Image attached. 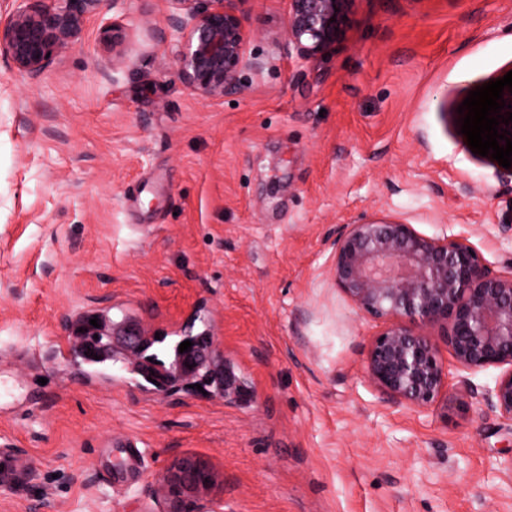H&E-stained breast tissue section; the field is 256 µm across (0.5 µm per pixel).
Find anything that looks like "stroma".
Segmentation results:
<instances>
[{
	"label": "stroma",
	"instance_id": "stroma-1",
	"mask_svg": "<svg viewBox=\"0 0 512 512\" xmlns=\"http://www.w3.org/2000/svg\"><path fill=\"white\" fill-rule=\"evenodd\" d=\"M243 88L204 98L160 30L165 0H103L35 80L0 58V512H167L184 455L215 512H512V423L444 393L424 412L366 377L383 328L336 287L341 225L399 218L512 273V171L459 136L469 92L512 68V0H358L298 59L288 0H239ZM128 34L124 61L101 19ZM215 336L255 396L137 386L90 363L77 318ZM137 438L127 489L93 463ZM101 36L103 43L112 47V62L119 64L126 38L123 28L114 22L102 21Z\"/></svg>",
	"mask_w": 512,
	"mask_h": 512
}]
</instances>
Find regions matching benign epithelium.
I'll return each mask as SVG.
<instances>
[{
  "label": "benign epithelium",
  "mask_w": 512,
  "mask_h": 512,
  "mask_svg": "<svg viewBox=\"0 0 512 512\" xmlns=\"http://www.w3.org/2000/svg\"><path fill=\"white\" fill-rule=\"evenodd\" d=\"M103 0H12L0 18V57L31 79L69 51ZM165 27L179 42V76L205 98L240 91V74L264 62L247 54L249 33L234 0H167ZM357 0H289L286 36L301 60L339 43ZM104 44L120 63L126 35L102 22ZM336 286L360 310L383 321L366 357L367 377L394 403L417 411L431 407L451 387L478 398L512 422V274L496 275L469 241L428 237L401 220L346 224L336 238L332 266ZM422 327L445 326L444 338L459 372L501 369L494 384L478 389L450 372ZM251 390L224 366V399L243 400ZM215 476L200 460L185 456L163 474L168 512H209Z\"/></svg>",
  "instance_id": "obj_1"
}]
</instances>
